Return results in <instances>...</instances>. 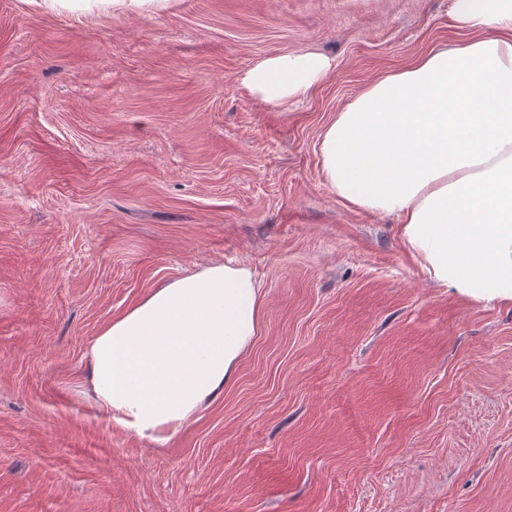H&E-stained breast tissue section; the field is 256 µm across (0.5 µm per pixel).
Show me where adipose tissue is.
<instances>
[{
	"mask_svg": "<svg viewBox=\"0 0 512 512\" xmlns=\"http://www.w3.org/2000/svg\"><path fill=\"white\" fill-rule=\"evenodd\" d=\"M472 38L365 85L325 128L322 177L345 204L395 216L437 285L512 302V0H455ZM314 53L279 55L245 83L276 104L331 70ZM265 291L216 263L152 289L94 337L86 395L115 426L165 442L230 385L259 336Z\"/></svg>",
	"mask_w": 512,
	"mask_h": 512,
	"instance_id": "1",
	"label": "adipose tissue"
}]
</instances>
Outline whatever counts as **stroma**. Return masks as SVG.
<instances>
[{
    "label": "stroma",
    "instance_id": "1",
    "mask_svg": "<svg viewBox=\"0 0 512 512\" xmlns=\"http://www.w3.org/2000/svg\"><path fill=\"white\" fill-rule=\"evenodd\" d=\"M455 0H0V512H512V303L435 285L320 141L461 38ZM333 68L283 106L262 60ZM249 268L263 325L167 443L82 392L151 288Z\"/></svg>",
    "mask_w": 512,
    "mask_h": 512
}]
</instances>
